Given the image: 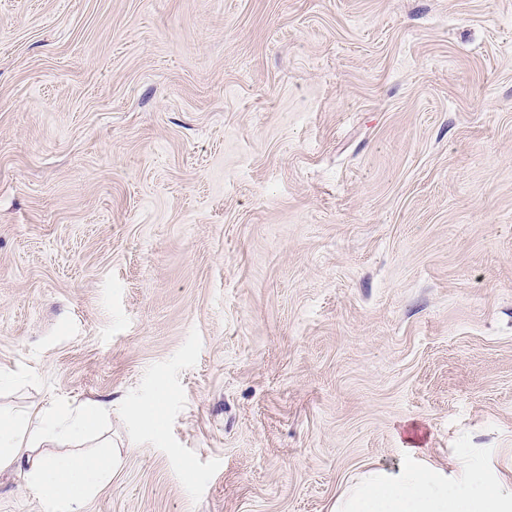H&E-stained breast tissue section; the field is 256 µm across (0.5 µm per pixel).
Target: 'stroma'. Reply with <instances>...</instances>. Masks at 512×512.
<instances>
[{"instance_id": "35a3bbf8", "label": "stroma", "mask_w": 512, "mask_h": 512, "mask_svg": "<svg viewBox=\"0 0 512 512\" xmlns=\"http://www.w3.org/2000/svg\"><path fill=\"white\" fill-rule=\"evenodd\" d=\"M89 400L82 512L512 486V0H0V409Z\"/></svg>"}]
</instances>
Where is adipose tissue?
<instances>
[{
  "instance_id": "ef3b65f1",
  "label": "adipose tissue",
  "mask_w": 512,
  "mask_h": 512,
  "mask_svg": "<svg viewBox=\"0 0 512 512\" xmlns=\"http://www.w3.org/2000/svg\"><path fill=\"white\" fill-rule=\"evenodd\" d=\"M106 411V403L91 400L63 418L47 409L0 413V470L24 474L53 512H79L121 461L120 450L83 448L96 439ZM336 512H512V488L474 480L468 461L450 476L411 452L396 471L362 474L338 497Z\"/></svg>"
}]
</instances>
